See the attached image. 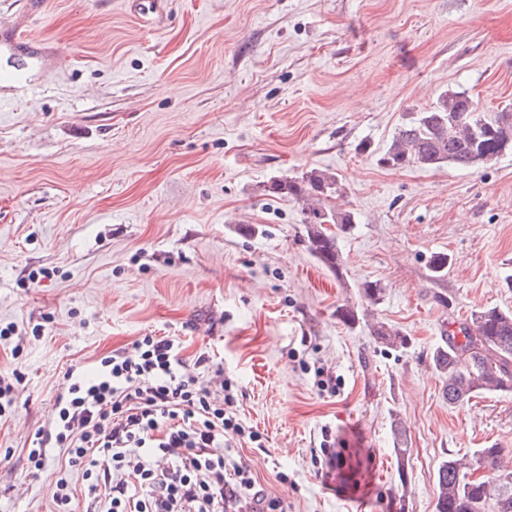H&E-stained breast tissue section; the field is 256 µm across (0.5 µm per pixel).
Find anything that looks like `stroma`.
<instances>
[{"instance_id": "stroma-1", "label": "stroma", "mask_w": 512, "mask_h": 512, "mask_svg": "<svg viewBox=\"0 0 512 512\" xmlns=\"http://www.w3.org/2000/svg\"><path fill=\"white\" fill-rule=\"evenodd\" d=\"M167 2L150 25L125 0H45L30 25L66 64L0 86V329L22 340L0 345V371L22 377L0 415V512H52L63 453L37 470L28 451L66 372L145 336L234 383L264 447L231 452L282 512H434L448 456L497 444L512 469V392L448 405L431 362L471 313L512 311V152L377 163L442 91L512 104V0ZM312 168L356 218L339 278L301 204L263 190ZM373 322L408 345L378 346ZM392 430L394 435L392 451L399 467L402 469L411 456V448H408L407 431L397 418L392 420Z\"/></svg>"}]
</instances>
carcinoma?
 Listing matches in <instances>:
<instances>
[{"mask_svg": "<svg viewBox=\"0 0 512 512\" xmlns=\"http://www.w3.org/2000/svg\"><path fill=\"white\" fill-rule=\"evenodd\" d=\"M512 149V108L484 112L465 93L444 91L434 106L418 112L402 124L377 162L384 168L401 169L416 164H443L470 168L498 159ZM276 197L303 204V224L308 248L328 270L342 274L343 257L337 236L328 230L334 224L345 233L355 216L348 210L331 209L325 202L341 192L336 175L311 169L299 177H277L265 185ZM375 343L391 349L403 348V332L383 322L370 328ZM432 365L445 379L444 398L453 406L480 394L512 391V312L495 308L471 314V324L459 335L442 337L432 353ZM392 451L399 467L411 456L407 431L392 420ZM482 459L493 476L466 480L471 462L454 456L441 462L436 475L435 512H512V470L502 464V449L481 448Z\"/></svg>", "mask_w": 512, "mask_h": 512, "instance_id": "cac0c4a2", "label": "carcinoma"}]
</instances>
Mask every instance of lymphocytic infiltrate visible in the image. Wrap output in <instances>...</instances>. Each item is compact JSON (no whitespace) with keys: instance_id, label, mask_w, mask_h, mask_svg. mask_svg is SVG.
<instances>
[{"instance_id":"1","label":"lymphocytic infiltrate","mask_w":512,"mask_h":512,"mask_svg":"<svg viewBox=\"0 0 512 512\" xmlns=\"http://www.w3.org/2000/svg\"><path fill=\"white\" fill-rule=\"evenodd\" d=\"M172 338L145 336L134 355L104 358L94 377L67 374L48 428L29 461L42 467L65 449L82 470L85 512H277L248 466L221 454L233 441L260 444L234 411L231 381L212 389Z\"/></svg>"}]
</instances>
